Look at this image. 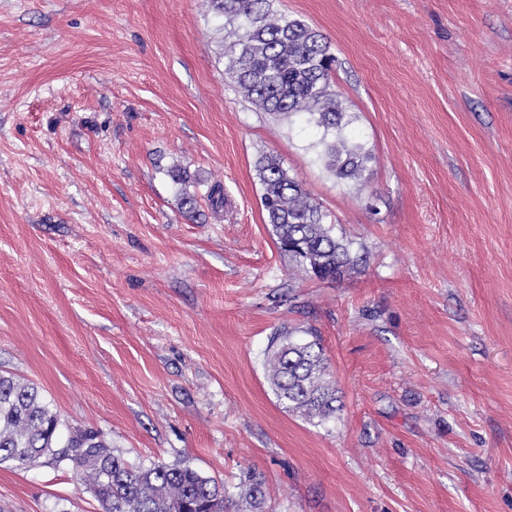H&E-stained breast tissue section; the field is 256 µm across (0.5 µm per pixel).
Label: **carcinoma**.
<instances>
[{
    "instance_id": "1",
    "label": "carcinoma",
    "mask_w": 512,
    "mask_h": 512,
    "mask_svg": "<svg viewBox=\"0 0 512 512\" xmlns=\"http://www.w3.org/2000/svg\"><path fill=\"white\" fill-rule=\"evenodd\" d=\"M224 18L226 72L249 101L264 112L307 114L323 129L318 160L337 181L361 190L369 183L371 150L344 133L353 120L334 88L335 57L323 35L300 17L277 13L270 0H209ZM257 172L262 206L279 249L305 277L335 280L357 266L350 244L336 237L327 214L304 193L273 156L262 158ZM183 186L180 205L195 218L199 201L184 189L191 176L181 168L168 171ZM206 200L213 211L224 208V185L215 182ZM267 377L277 400L290 412L322 424L334 417L336 387L325 363L321 339L298 338L284 331L265 353ZM63 422L39 388L13 374L0 373V464L19 469L46 459L70 461L80 480L105 512H227L224 484L186 464L134 466L91 428ZM64 444V450L55 448ZM238 497L244 512H266L264 482L251 474Z\"/></svg>"
}]
</instances>
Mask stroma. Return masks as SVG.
<instances>
[{
    "mask_svg": "<svg viewBox=\"0 0 512 512\" xmlns=\"http://www.w3.org/2000/svg\"><path fill=\"white\" fill-rule=\"evenodd\" d=\"M336 57L372 196L304 115L225 72L208 0H0V371L129 463L269 512H512V0H271ZM277 157L358 266L298 276L261 205ZM224 185L190 218L169 171ZM315 329L341 409L263 360ZM0 512H103L72 465H0ZM238 497L246 505V510L236 512H266V496L264 482L251 474L247 482L242 484Z\"/></svg>",
    "mask_w": 512,
    "mask_h": 512,
    "instance_id": "1",
    "label": "stroma"
}]
</instances>
